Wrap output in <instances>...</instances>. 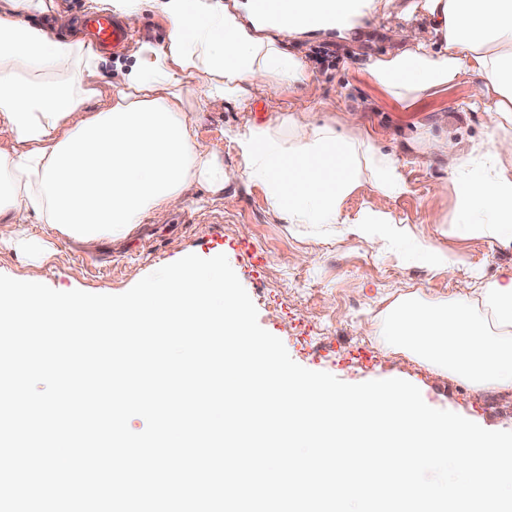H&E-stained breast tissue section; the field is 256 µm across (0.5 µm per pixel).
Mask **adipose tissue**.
Listing matches in <instances>:
<instances>
[{"mask_svg": "<svg viewBox=\"0 0 512 512\" xmlns=\"http://www.w3.org/2000/svg\"><path fill=\"white\" fill-rule=\"evenodd\" d=\"M136 27L159 15L168 35L160 46L132 45L134 65L97 111L101 53L58 27L30 21L42 0H0V223L14 225L22 244L28 221L70 246L121 245L153 215L181 210L191 189L223 192L261 186L282 223L329 228L385 254L413 241L432 269L458 260L384 211L350 213L349 196L369 183L384 196L406 190L398 159L382 153L357 114L343 129L294 114L225 128L238 162L227 166L204 150L186 107L202 112L218 100L241 103L273 88L309 84L304 58L290 42L319 32L344 39L380 10V0H288L282 12L256 0H94ZM433 33L390 28L396 54L369 58L365 71L395 101L477 76L476 107L491 148L462 152L453 140L438 152L457 198L454 221L470 235L512 246V0H422ZM204 76L203 89L191 81ZM357 326L388 349L403 350L464 380L476 391H512V270L445 301L401 297Z\"/></svg>", "mask_w": 512, "mask_h": 512, "instance_id": "1", "label": "adipose tissue"}]
</instances>
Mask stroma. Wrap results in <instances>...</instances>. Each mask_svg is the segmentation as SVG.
<instances>
[{
    "label": "stroma",
    "instance_id": "35a3bbf8",
    "mask_svg": "<svg viewBox=\"0 0 512 512\" xmlns=\"http://www.w3.org/2000/svg\"><path fill=\"white\" fill-rule=\"evenodd\" d=\"M385 2L382 14L349 40L297 43L310 61L309 85H282L267 98L243 104L215 102L197 121L198 140L231 166L237 156L224 138L225 127L290 112L314 118L320 102L328 104L337 120L357 113L377 147L396 154L407 191L386 198L366 184L348 198V210L390 212L416 235L456 255L454 273L420 264L405 246L378 257L356 243L323 239L307 226L289 230L269 208L260 187L241 184L216 195L193 193L179 212L149 218L118 250L106 244L73 250L36 224L32 231L39 238L37 251H22L7 243L10 225L0 224V275L23 280L34 273L57 291L115 295L186 255L223 254L255 305L259 325L283 342L297 364L350 384L397 376L414 384L433 408L491 431H512V392L474 391L412 356L381 349L356 327L365 312L382 311L400 296L419 293L445 300L512 269V249L466 235L453 224L456 197L447 189L448 169L437 153L438 144L447 139L466 151L488 144L482 116L472 108L478 80L467 74L416 101L392 100L370 80L363 63L369 56L393 51L387 27L400 23L421 0ZM323 49L335 52L333 65L314 62L316 51ZM433 213L441 216V223H428ZM305 252L310 261H301Z\"/></svg>",
    "mask_w": 512,
    "mask_h": 512
}]
</instances>
